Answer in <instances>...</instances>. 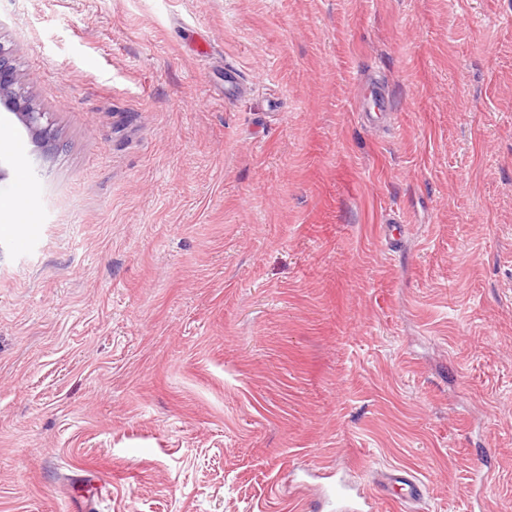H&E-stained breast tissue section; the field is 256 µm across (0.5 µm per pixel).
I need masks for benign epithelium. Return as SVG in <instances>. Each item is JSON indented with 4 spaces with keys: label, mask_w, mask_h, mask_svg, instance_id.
Here are the masks:
<instances>
[{
    "label": "benign epithelium",
    "mask_w": 512,
    "mask_h": 512,
    "mask_svg": "<svg viewBox=\"0 0 512 512\" xmlns=\"http://www.w3.org/2000/svg\"><path fill=\"white\" fill-rule=\"evenodd\" d=\"M9 55L10 52L0 44V104L16 116L46 154L54 139L52 125L45 121L46 113L36 105L28 92L30 78L18 72Z\"/></svg>",
    "instance_id": "obj_1"
}]
</instances>
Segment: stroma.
I'll list each match as a JSON object with an SVG mask.
<instances>
[{
	"label": "stroma",
	"mask_w": 512,
	"mask_h": 512,
	"mask_svg": "<svg viewBox=\"0 0 512 512\" xmlns=\"http://www.w3.org/2000/svg\"><path fill=\"white\" fill-rule=\"evenodd\" d=\"M0 44L57 132L0 106V512H337L315 467L512 512V0H0ZM387 109L388 103L385 94L380 88L371 86L367 89L365 103L362 104L357 112H360L362 119L366 118L367 122L370 124V117L385 113Z\"/></svg>",
	"instance_id": "obj_1"
}]
</instances>
